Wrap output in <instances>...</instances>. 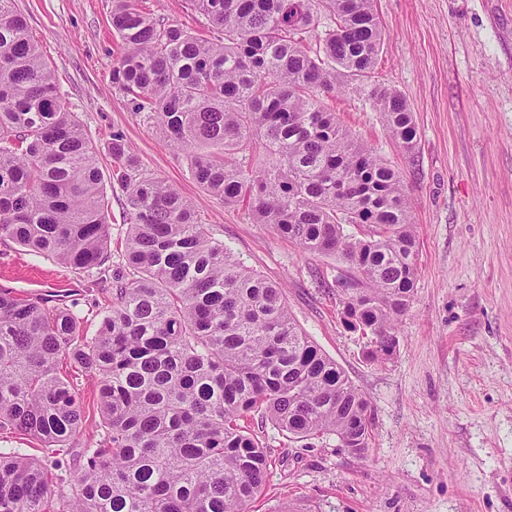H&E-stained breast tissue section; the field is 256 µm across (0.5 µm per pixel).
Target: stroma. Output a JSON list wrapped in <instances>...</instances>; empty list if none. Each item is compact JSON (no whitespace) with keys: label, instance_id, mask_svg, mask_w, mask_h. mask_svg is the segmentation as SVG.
Segmentation results:
<instances>
[{"label":"stroma","instance_id":"obj_1","mask_svg":"<svg viewBox=\"0 0 512 512\" xmlns=\"http://www.w3.org/2000/svg\"><path fill=\"white\" fill-rule=\"evenodd\" d=\"M70 111L112 165L122 132L148 173L197 205V217L247 266L282 285L302 331L371 404L369 448L297 441L266 418L251 433L269 473L249 512H512V0H375L386 31L375 82L406 98L415 154L387 134L356 95L324 97L351 135L401 173L418 242L414 296L398 345L382 364L346 328L336 292L349 273L336 255L303 251L272 226L208 194L167 140L129 111L112 85L122 45L112 0H15ZM154 17L212 38L189 0H144ZM111 226L106 264L79 272L0 238V289L74 299L95 331L122 259L125 194L104 189Z\"/></svg>","mask_w":512,"mask_h":512}]
</instances>
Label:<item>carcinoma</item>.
<instances>
[{
    "label": "carcinoma",
    "mask_w": 512,
    "mask_h": 512,
    "mask_svg": "<svg viewBox=\"0 0 512 512\" xmlns=\"http://www.w3.org/2000/svg\"><path fill=\"white\" fill-rule=\"evenodd\" d=\"M190 2L221 39L159 20L139 0H112L124 45L112 85L204 190L357 269L336 279L341 317L384 362L416 281L408 195L399 171L323 102L336 92L366 98L414 151L406 101L372 80L385 38L374 0ZM12 5L0 0V238L75 271L100 267L111 239L103 173ZM111 153L129 227L95 335L75 302L0 289V430L45 451L0 448V512H247L268 474L245 425L255 412L291 438L334 436L362 457L370 404L299 328L281 287L145 172L119 131ZM83 375L98 387L89 446L79 440Z\"/></svg>",
    "instance_id": "1"
}]
</instances>
